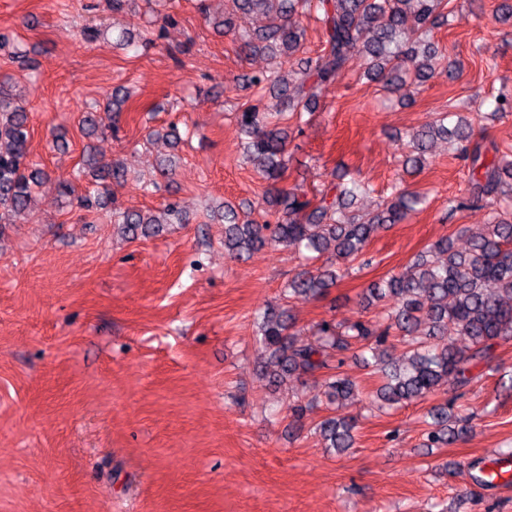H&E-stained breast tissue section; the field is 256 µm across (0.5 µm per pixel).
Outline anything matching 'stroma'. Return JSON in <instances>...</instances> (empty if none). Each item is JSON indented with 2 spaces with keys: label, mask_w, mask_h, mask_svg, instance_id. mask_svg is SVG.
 <instances>
[{
  "label": "stroma",
  "mask_w": 512,
  "mask_h": 512,
  "mask_svg": "<svg viewBox=\"0 0 512 512\" xmlns=\"http://www.w3.org/2000/svg\"><path fill=\"white\" fill-rule=\"evenodd\" d=\"M498 0H447L448 22L432 37L443 54L422 86L391 92L367 79L356 54L323 89L287 144L285 187L317 194L348 168L368 181L359 208L394 189L426 197L404 223L379 230L376 259L317 299L289 297L296 274L314 268L297 252L268 246L239 261L224 250L225 205L259 210L267 183L244 159L237 114L261 93L242 75L296 69L285 55L247 57L234 32L232 0H0V81L23 90L29 152L51 178L92 185L75 171L86 146L122 161L114 198L125 209L176 201L187 224L122 238L108 211L84 214L54 191L33 212L0 225V512H512V487L477 485L479 469L512 452V340L500 343L461 405L473 429L455 445L423 447L428 399L381 411L380 384L358 361L345 373L357 401L327 405L322 378L274 386L258 372L267 352L257 317L291 310L300 339L318 323L379 321L388 301L364 303L370 282L400 271L444 237L464 249L462 227L487 210L449 212L468 194L470 167L444 141L424 168L404 174L412 131L440 112L469 113L512 95V22ZM173 14L174 24L163 20ZM100 27L90 43L74 37ZM154 37L145 47L141 36ZM131 97L118 133L87 137L81 119L116 88ZM178 123L182 141H149ZM173 174L153 187L158 165ZM310 408L294 420L289 407ZM355 418L356 444L326 448L315 424Z\"/></svg>",
  "instance_id": "35a3bbf8"
}]
</instances>
